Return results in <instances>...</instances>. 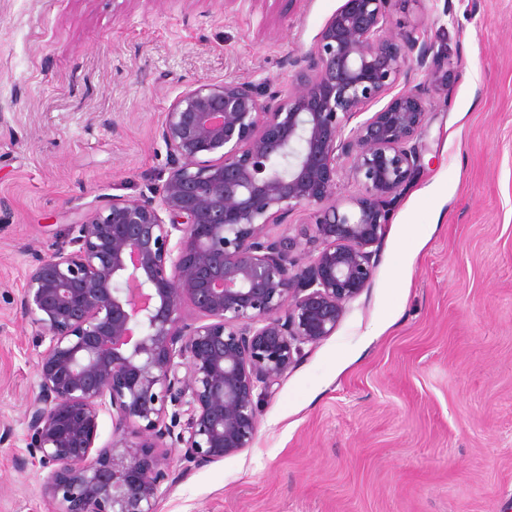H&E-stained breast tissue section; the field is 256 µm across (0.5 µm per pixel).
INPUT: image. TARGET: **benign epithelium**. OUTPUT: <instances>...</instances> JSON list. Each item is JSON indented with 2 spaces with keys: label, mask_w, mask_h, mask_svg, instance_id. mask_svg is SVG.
Here are the masks:
<instances>
[{
  "label": "benign epithelium",
  "mask_w": 512,
  "mask_h": 512,
  "mask_svg": "<svg viewBox=\"0 0 512 512\" xmlns=\"http://www.w3.org/2000/svg\"><path fill=\"white\" fill-rule=\"evenodd\" d=\"M391 2L345 0L286 94L237 79L183 91L148 192L75 220L28 272L20 310L48 344L26 440L54 512H158L169 449L184 476L253 447L261 398L370 282L427 112L408 90L349 124L413 64L448 87L432 44L388 31ZM342 158L364 193L338 200ZM307 206L313 248L270 233Z\"/></svg>",
  "instance_id": "benign-epithelium-1"
}]
</instances>
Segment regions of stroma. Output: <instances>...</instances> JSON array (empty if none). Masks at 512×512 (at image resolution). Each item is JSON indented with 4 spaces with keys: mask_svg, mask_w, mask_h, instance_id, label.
I'll return each mask as SVG.
<instances>
[{
    "mask_svg": "<svg viewBox=\"0 0 512 512\" xmlns=\"http://www.w3.org/2000/svg\"><path fill=\"white\" fill-rule=\"evenodd\" d=\"M344 0H0V512H52L25 441L38 328L24 276L136 196L187 86L281 91ZM442 52L412 68L423 167L335 333L259 406L255 444L160 488L158 512H512V0H394Z\"/></svg>",
    "mask_w": 512,
    "mask_h": 512,
    "instance_id": "obj_1",
    "label": "stroma"
}]
</instances>
